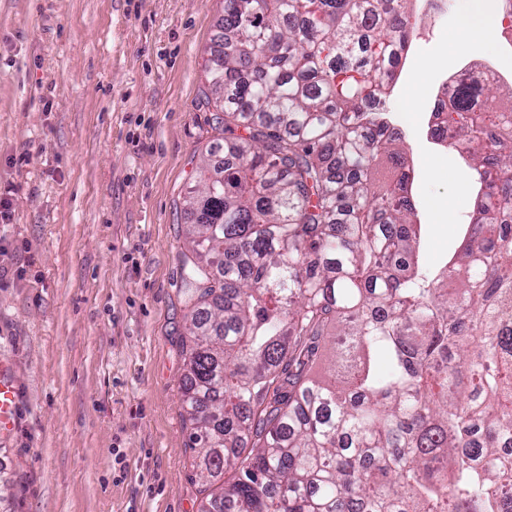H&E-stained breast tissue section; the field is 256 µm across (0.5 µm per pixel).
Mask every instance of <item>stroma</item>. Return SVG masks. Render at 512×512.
<instances>
[{
	"label": "stroma",
	"instance_id": "35a3bbf8",
	"mask_svg": "<svg viewBox=\"0 0 512 512\" xmlns=\"http://www.w3.org/2000/svg\"><path fill=\"white\" fill-rule=\"evenodd\" d=\"M474 3L414 34L388 101L430 271L474 205L470 169L429 136L436 90L465 61L512 69L496 41L456 38ZM223 16L224 0H0V362L18 387L0 512H198L183 198L224 140L204 73ZM412 93L419 112L399 111Z\"/></svg>",
	"mask_w": 512,
	"mask_h": 512
}]
</instances>
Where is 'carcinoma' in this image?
<instances>
[{
    "instance_id": "1",
    "label": "carcinoma",
    "mask_w": 512,
    "mask_h": 512,
    "mask_svg": "<svg viewBox=\"0 0 512 512\" xmlns=\"http://www.w3.org/2000/svg\"><path fill=\"white\" fill-rule=\"evenodd\" d=\"M411 2L224 0L225 162L185 199L199 512H512V111L463 86L431 127L478 192L424 270L386 109Z\"/></svg>"
}]
</instances>
